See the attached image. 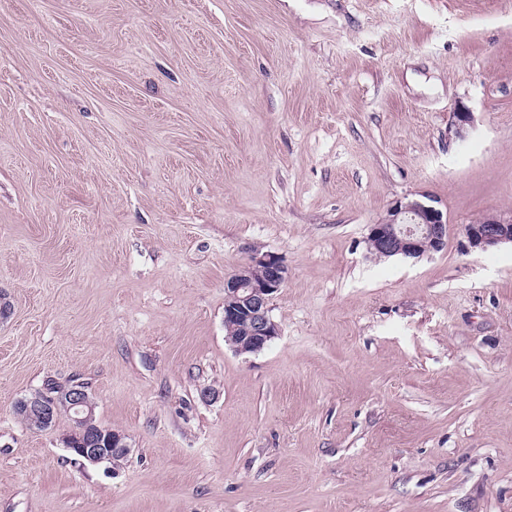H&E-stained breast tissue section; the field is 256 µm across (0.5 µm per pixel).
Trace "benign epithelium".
I'll return each mask as SVG.
<instances>
[{
	"instance_id": "benign-epithelium-1",
	"label": "benign epithelium",
	"mask_w": 512,
	"mask_h": 512,
	"mask_svg": "<svg viewBox=\"0 0 512 512\" xmlns=\"http://www.w3.org/2000/svg\"><path fill=\"white\" fill-rule=\"evenodd\" d=\"M474 121L471 112H455L450 132L457 138ZM467 248L483 251L501 243H512V214L491 216L464 227ZM448 242V217L435 206L403 198L395 201L383 220L370 225L369 249L377 258L402 256L418 259L441 251ZM288 270L272 252H256L238 273L224 282V326L236 333L228 341L238 354L261 351L279 334L270 316V301L283 287ZM15 412L26 416L42 431L51 426L57 413L73 414L74 429L62 439L63 447L89 465L106 463L113 455L127 456L131 447L122 433L90 427L94 403L79 382L58 392L37 391L18 400Z\"/></svg>"
}]
</instances>
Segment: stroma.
I'll return each mask as SVG.
<instances>
[{"label": "stroma", "instance_id": "stroma-1", "mask_svg": "<svg viewBox=\"0 0 512 512\" xmlns=\"http://www.w3.org/2000/svg\"><path fill=\"white\" fill-rule=\"evenodd\" d=\"M405 197L446 247L374 258ZM509 214L512 0H0V512H512ZM49 381L121 466L17 418ZM467 248L483 251L501 243L512 244V214L491 216L464 227ZM288 270L272 252H256L224 282V327L239 336L225 339L238 354L261 351L279 334L270 316V301L283 287ZM85 388L83 383L76 382L58 389L57 393L48 390L37 391L18 400L14 410L22 416L21 420L26 425L27 418H30L37 425L31 426V429L37 431L48 429L61 410L72 413L75 426L73 431L62 439L64 448L89 465L107 463L113 455L108 463L117 466L124 460L123 456L130 454L131 447L124 434L104 430L105 427L101 426L95 417L92 423L99 427H90L95 405ZM84 439L86 442H93L90 448H78L84 445Z\"/></svg>", "mask_w": 512, "mask_h": 512}]
</instances>
